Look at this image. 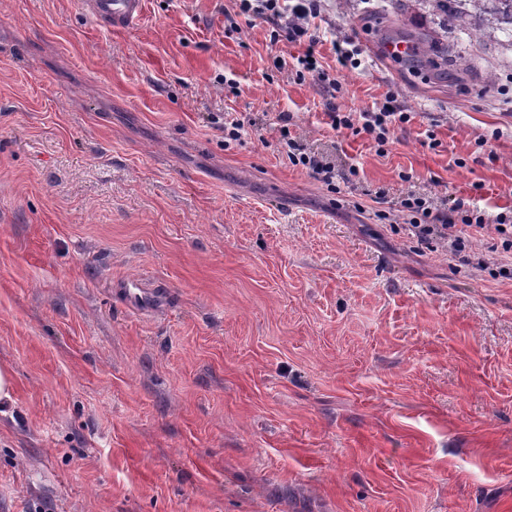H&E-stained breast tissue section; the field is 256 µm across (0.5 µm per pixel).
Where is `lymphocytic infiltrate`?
Returning a JSON list of instances; mask_svg holds the SVG:
<instances>
[{"label":"lymphocytic infiltrate","mask_w":512,"mask_h":512,"mask_svg":"<svg viewBox=\"0 0 512 512\" xmlns=\"http://www.w3.org/2000/svg\"><path fill=\"white\" fill-rule=\"evenodd\" d=\"M321 2L236 0L235 11L224 15V30L236 32L240 19L259 18L270 26L271 42H306V50L291 65L297 78H312L324 92L332 93L338 90L339 83L323 68L315 51L320 38L313 30V22L321 14ZM328 117L332 129H349L354 134L366 135L380 150L388 144L391 129L409 124L412 120L411 113L391 93L370 110L345 114L332 111ZM279 145L293 166L307 170L328 186L349 183V176L340 172L333 161L308 151L300 141L291 137L289 131H282ZM388 219L394 224H404L409 236L417 242L440 248L447 252L450 260L479 271L502 265L504 260L512 256L511 215L498 214L495 224L489 225L480 211L464 209L462 203L452 204L444 196L410 191L402 197L397 208L389 212ZM487 237L492 240L488 251H476V242Z\"/></svg>","instance_id":"f902f5d3"}]
</instances>
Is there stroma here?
Here are the masks:
<instances>
[{
	"instance_id": "1",
	"label": "stroma",
	"mask_w": 512,
	"mask_h": 512,
	"mask_svg": "<svg viewBox=\"0 0 512 512\" xmlns=\"http://www.w3.org/2000/svg\"><path fill=\"white\" fill-rule=\"evenodd\" d=\"M234 7L145 0L110 32L80 0H0V512H512V278L380 217L410 189L512 206V37L326 0L370 62L338 110L413 114L381 155L273 67L301 45L225 36ZM388 10L473 69L381 57ZM228 112L256 121L231 146ZM283 112L351 185L288 161ZM121 291L130 308L142 310L148 307L154 294L149 287L138 280H127L121 284Z\"/></svg>"
}]
</instances>
